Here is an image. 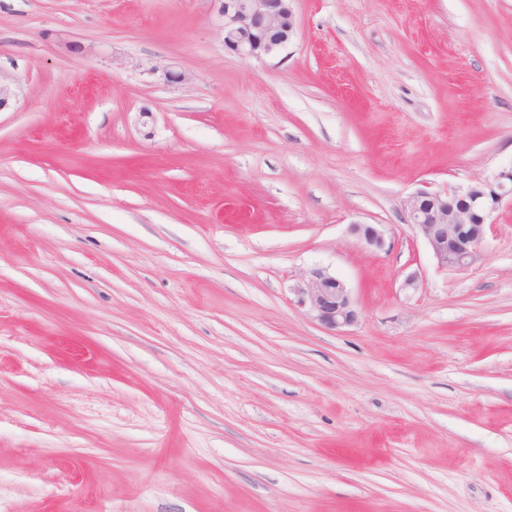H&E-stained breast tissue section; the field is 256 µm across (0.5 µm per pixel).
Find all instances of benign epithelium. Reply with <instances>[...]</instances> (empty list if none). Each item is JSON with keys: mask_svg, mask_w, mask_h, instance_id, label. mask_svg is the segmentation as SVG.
<instances>
[{"mask_svg": "<svg viewBox=\"0 0 512 512\" xmlns=\"http://www.w3.org/2000/svg\"><path fill=\"white\" fill-rule=\"evenodd\" d=\"M223 19L224 47L245 59H261L283 49L296 31L293 0H212ZM512 202V168L492 181L475 180L448 192L420 190L405 201V221L415 226L442 270L469 268L479 258L487 226L504 202ZM355 231L369 247L383 245L375 224ZM297 303L328 330L355 325L359 318L350 288L324 268L301 275Z\"/></svg>", "mask_w": 512, "mask_h": 512, "instance_id": "obj_1", "label": "benign epithelium"}]
</instances>
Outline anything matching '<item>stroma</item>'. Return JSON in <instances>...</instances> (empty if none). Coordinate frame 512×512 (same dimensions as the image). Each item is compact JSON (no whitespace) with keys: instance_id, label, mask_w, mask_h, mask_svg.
<instances>
[{"instance_id":"35a3bbf8","label":"stroma","mask_w":512,"mask_h":512,"mask_svg":"<svg viewBox=\"0 0 512 512\" xmlns=\"http://www.w3.org/2000/svg\"><path fill=\"white\" fill-rule=\"evenodd\" d=\"M293 8L0 0V512H512V202L458 271L403 209L512 168V0ZM223 19L224 47L245 59L283 49L296 31L293 0H212ZM294 292L304 314L328 330L348 328L358 321L359 312L350 288L324 268L303 273Z\"/></svg>"}]
</instances>
